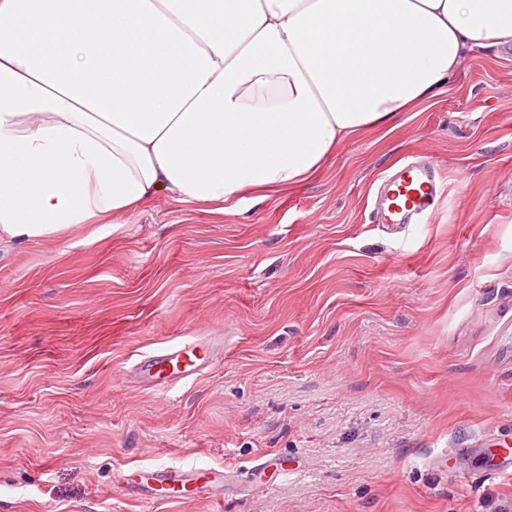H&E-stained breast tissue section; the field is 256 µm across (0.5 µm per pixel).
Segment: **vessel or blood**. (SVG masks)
Here are the masks:
<instances>
[{
  "label": "vessel or blood",
  "mask_w": 512,
  "mask_h": 512,
  "mask_svg": "<svg viewBox=\"0 0 512 512\" xmlns=\"http://www.w3.org/2000/svg\"><path fill=\"white\" fill-rule=\"evenodd\" d=\"M445 192L442 169L420 161H409L383 177L377 193L372 218L377 224H425L435 212ZM224 338L216 331L205 336H188L176 344L144 356L132 366L131 373L144 389L162 391L202 374L218 352ZM236 468H212L156 465L141 469L125 478L131 497L147 498L157 492H173L181 498L217 494Z\"/></svg>",
  "instance_id": "obj_1"
}]
</instances>
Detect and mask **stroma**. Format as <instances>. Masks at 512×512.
I'll use <instances>...</instances> for the list:
<instances>
[{
    "label": "stroma",
    "mask_w": 512,
    "mask_h": 512,
    "mask_svg": "<svg viewBox=\"0 0 512 512\" xmlns=\"http://www.w3.org/2000/svg\"><path fill=\"white\" fill-rule=\"evenodd\" d=\"M408 155L430 223H371ZM237 213L158 198L0 236V512H498L512 501V49ZM219 328L165 394L139 355ZM279 458L287 475L248 470ZM240 467L220 499L135 501L120 471Z\"/></svg>",
    "instance_id": "stroma-1"
}]
</instances>
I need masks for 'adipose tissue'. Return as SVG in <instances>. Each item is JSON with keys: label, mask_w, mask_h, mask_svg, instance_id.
Here are the masks:
<instances>
[{"label": "adipose tissue", "mask_w": 512, "mask_h": 512, "mask_svg": "<svg viewBox=\"0 0 512 512\" xmlns=\"http://www.w3.org/2000/svg\"><path fill=\"white\" fill-rule=\"evenodd\" d=\"M512 44V0H0V233L306 181Z\"/></svg>", "instance_id": "1"}]
</instances>
